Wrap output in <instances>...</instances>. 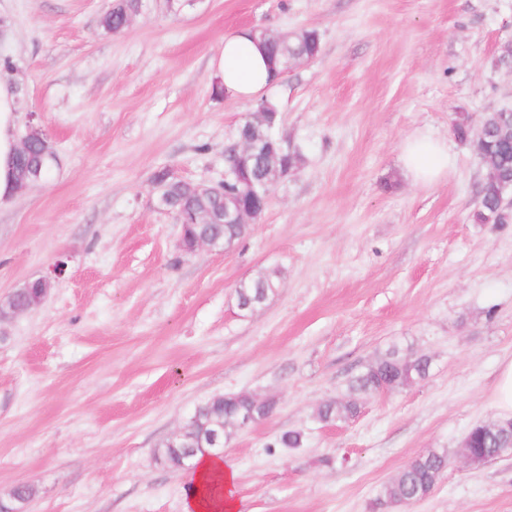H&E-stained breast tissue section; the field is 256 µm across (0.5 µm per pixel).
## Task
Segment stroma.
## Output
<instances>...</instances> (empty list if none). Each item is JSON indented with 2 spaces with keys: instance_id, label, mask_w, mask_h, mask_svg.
I'll return each mask as SVG.
<instances>
[{
  "instance_id": "1",
  "label": "stroma",
  "mask_w": 512,
  "mask_h": 512,
  "mask_svg": "<svg viewBox=\"0 0 512 512\" xmlns=\"http://www.w3.org/2000/svg\"><path fill=\"white\" fill-rule=\"evenodd\" d=\"M109 0H0V45L57 153L48 182L0 210V298L65 262L44 302L0 345V496L32 512H184L191 477L157 462L163 440L216 393L278 401L233 430L224 459L240 512H512V457L448 468L430 496L379 503L408 460L456 455L512 356V223L474 214L486 170L461 118L512 108V0H142L118 34ZM243 27L315 30L321 51L273 96L301 161L232 250L179 247L156 202L173 167L219 183L256 104L216 95L211 61ZM453 156L414 183L404 142ZM279 287L240 311L257 274ZM392 346L428 377L364 401L344 423L319 406ZM302 432L298 448L276 443Z\"/></svg>"
}]
</instances>
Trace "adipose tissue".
<instances>
[{"mask_svg":"<svg viewBox=\"0 0 512 512\" xmlns=\"http://www.w3.org/2000/svg\"><path fill=\"white\" fill-rule=\"evenodd\" d=\"M215 76L226 97L265 98L281 77L269 68L264 49L252 28L225 35L212 61ZM17 95L13 85L0 81V210L13 205L17 192L13 159L17 149ZM406 170L419 182H433L447 171L451 157L446 146L426 136L409 139L402 150ZM192 489L184 512H237L236 472L223 459L204 455L195 461Z\"/></svg>","mask_w":512,"mask_h":512,"instance_id":"ef3b65f1","label":"adipose tissue"}]
</instances>
